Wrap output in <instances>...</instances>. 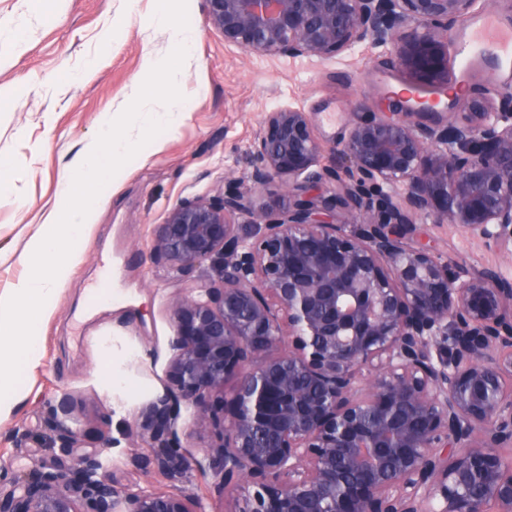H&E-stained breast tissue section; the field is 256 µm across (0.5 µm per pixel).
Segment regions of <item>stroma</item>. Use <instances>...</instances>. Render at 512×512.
I'll list each match as a JSON object with an SVG mask.
<instances>
[{"mask_svg": "<svg viewBox=\"0 0 512 512\" xmlns=\"http://www.w3.org/2000/svg\"><path fill=\"white\" fill-rule=\"evenodd\" d=\"M157 0H0V49L16 36L24 53L0 59V92L9 113L0 119V160L14 171L0 191V248L15 258L0 265V286L19 276L17 257L50 206L64 167L98 135L100 116L124 100L147 53L164 54L155 22ZM197 33L196 63L180 75L183 92L206 83V97L163 148L129 165L120 186L102 201L86 235L80 263L43 329L42 360L28 376L18 410L0 420V457L24 473L56 460L60 446L51 410L63 395L74 401L84 428L107 421L108 473L136 489L179 488L202 499L207 512H239L246 489L224 490L211 431L190 425L182 408L178 443L191 467L172 482L154 471L132 433L142 405L161 391L170 358L169 302L178 284L153 249V229L182 198L209 199L225 177L245 173V152L267 112H310L322 140L336 141L352 113L378 111L377 91L401 84L384 49L358 46L336 57H268L226 46L208 22L203 0H188ZM116 30L105 41L108 30ZM459 100L487 82L512 83V64L483 55L467 67L449 62ZM416 233L442 254L474 267H497L512 279V256L487 250L454 224H418ZM124 383L106 387L105 352Z\"/></svg>", "mask_w": 512, "mask_h": 512, "instance_id": "obj_1", "label": "stroma"}]
</instances>
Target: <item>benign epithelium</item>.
<instances>
[{
    "instance_id": "obj_1",
    "label": "benign epithelium",
    "mask_w": 512,
    "mask_h": 512,
    "mask_svg": "<svg viewBox=\"0 0 512 512\" xmlns=\"http://www.w3.org/2000/svg\"><path fill=\"white\" fill-rule=\"evenodd\" d=\"M480 0H204L224 43L332 58L384 47L408 88L332 144L310 113H266L249 171L211 199L179 200L153 250L183 288L163 393L134 432L157 471L188 461L180 405L214 434L239 512H512V281L416 236L456 224L512 254V88L438 110L448 28ZM330 165L321 164L325 155ZM331 185L327 197L318 184ZM277 189L288 208L258 203ZM207 263L205 281L191 277ZM237 377L223 422L209 399ZM19 476L0 466V512H202L184 490H134L76 454Z\"/></svg>"
}]
</instances>
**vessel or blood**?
Masks as SVG:
<instances>
[{
    "instance_id": "1",
    "label": "vessel or blood",
    "mask_w": 512,
    "mask_h": 512,
    "mask_svg": "<svg viewBox=\"0 0 512 512\" xmlns=\"http://www.w3.org/2000/svg\"><path fill=\"white\" fill-rule=\"evenodd\" d=\"M457 63H469L475 53L491 55L503 62L512 60V26L496 19L467 23L452 41Z\"/></svg>"
}]
</instances>
